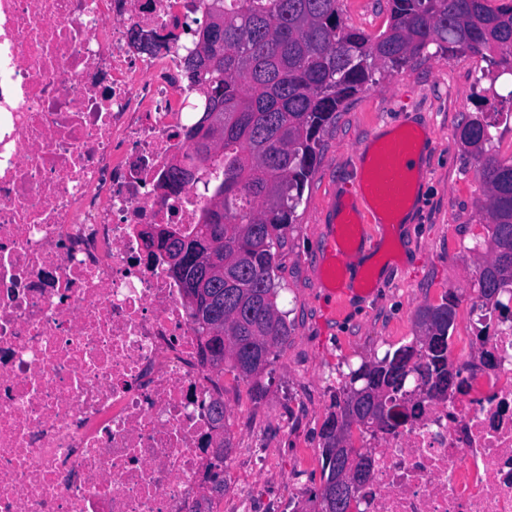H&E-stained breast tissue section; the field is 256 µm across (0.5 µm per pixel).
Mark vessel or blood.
<instances>
[{"instance_id": "obj_1", "label": "vessel or blood", "mask_w": 512, "mask_h": 512, "mask_svg": "<svg viewBox=\"0 0 512 512\" xmlns=\"http://www.w3.org/2000/svg\"><path fill=\"white\" fill-rule=\"evenodd\" d=\"M427 140L425 130L404 126L389 142L359 150L356 193L368 205L363 209L354 204L340 206L337 221L329 225L324 238L328 286L337 296L351 291L346 260L367 243L370 225L396 216L410 203L413 185L420 177L418 159Z\"/></svg>"}]
</instances>
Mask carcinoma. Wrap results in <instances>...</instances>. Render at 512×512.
I'll return each mask as SVG.
<instances>
[{"instance_id": "obj_1", "label": "carcinoma", "mask_w": 512, "mask_h": 512, "mask_svg": "<svg viewBox=\"0 0 512 512\" xmlns=\"http://www.w3.org/2000/svg\"><path fill=\"white\" fill-rule=\"evenodd\" d=\"M384 31L372 37L340 22L339 0H222L202 27L203 51L187 58L192 73L205 70L201 116L187 132L194 139L224 132V181L195 231L169 232L172 246L189 260L173 271L182 284L198 335L223 318L228 347L211 356L214 367L231 363L238 378L260 398L261 374L273 348L288 341L286 313L278 308L273 248L296 220V210L320 162V133L343 103L361 90L374 70L395 69L431 45L442 52L466 50L489 64L499 51L512 55V0H388ZM496 124L486 112L463 117L459 139L477 163L486 189L480 204L486 229L476 280L481 307L507 319L512 307V160L493 149ZM456 296L416 314L417 336L408 345L349 372L346 397L332 404L323 422L322 488L310 494L314 512H348L352 498L336 504V463L351 452L336 449L332 422L351 405L358 421L390 426L383 401L406 392L408 366L424 360L423 384L448 393V338Z\"/></svg>"}]
</instances>
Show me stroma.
<instances>
[{
	"label": "stroma",
	"instance_id": "35a3bbf8",
	"mask_svg": "<svg viewBox=\"0 0 512 512\" xmlns=\"http://www.w3.org/2000/svg\"><path fill=\"white\" fill-rule=\"evenodd\" d=\"M340 10L346 26L372 36L389 20L387 0H340ZM489 110L506 115L493 130L494 145L501 159H512V81L470 53L431 49L400 69L376 71L322 132L321 161L275 254L278 307L287 313L288 342L271 355L261 398L238 386L236 371L224 370L227 436L234 447L272 453L267 476L244 466L229 480L251 482L255 494L276 500L277 512H293L298 503L290 483L308 491L322 485L321 426L346 374L409 344L419 308L440 303L449 287L473 283L472 247L483 234L477 206L483 187L458 128L464 113ZM405 123L424 127L432 138L421 157L424 178L413 221L384 225L371 243L365 270L379 274L385 288L352 294L343 314H335L331 294L320 283L323 232L354 180L358 149L371 133ZM299 392L306 398L303 419L283 429Z\"/></svg>",
	"mask_w": 512,
	"mask_h": 512
}]
</instances>
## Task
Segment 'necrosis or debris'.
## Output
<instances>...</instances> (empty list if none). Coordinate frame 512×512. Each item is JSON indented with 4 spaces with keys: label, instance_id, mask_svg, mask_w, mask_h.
Masks as SVG:
<instances>
[{
    "label": "necrosis or debris",
    "instance_id": "4bbe7bcc",
    "mask_svg": "<svg viewBox=\"0 0 512 512\" xmlns=\"http://www.w3.org/2000/svg\"><path fill=\"white\" fill-rule=\"evenodd\" d=\"M213 0H0V512H266L216 493L219 382L164 253L142 230L203 223L221 152L185 136V60ZM196 182L167 187L172 157ZM448 394L355 426L354 512H512V320L478 305Z\"/></svg>",
    "mask_w": 512,
    "mask_h": 512
}]
</instances>
